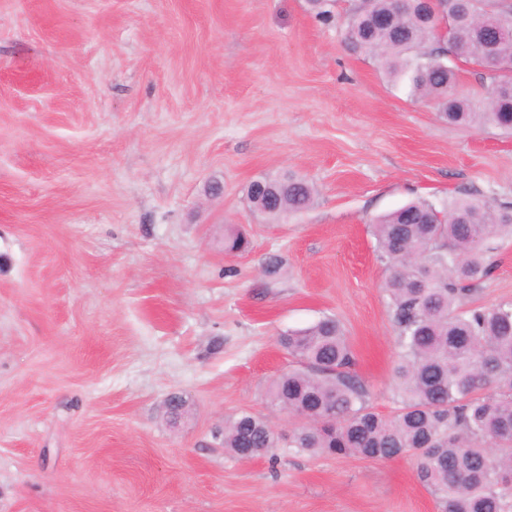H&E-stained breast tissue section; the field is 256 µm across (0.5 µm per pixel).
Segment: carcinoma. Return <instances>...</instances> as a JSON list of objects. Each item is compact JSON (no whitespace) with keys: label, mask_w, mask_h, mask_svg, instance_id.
<instances>
[{"label":"carcinoma","mask_w":512,"mask_h":512,"mask_svg":"<svg viewBox=\"0 0 512 512\" xmlns=\"http://www.w3.org/2000/svg\"><path fill=\"white\" fill-rule=\"evenodd\" d=\"M316 17L335 18L336 0H308ZM436 21L398 0H352L343 24L350 46L382 59L388 74L409 77L415 96L436 103L451 124L490 123L512 131V0H438ZM460 60L479 71L482 111L453 94ZM504 93L494 94L495 88ZM266 192L247 189L253 208L277 223L312 203L308 182L264 176ZM397 334L392 370L397 408L369 403L341 322L324 317L281 336L299 367L273 378L270 406L301 420L288 433L297 453L388 461L410 455L417 480L440 512H512V302L470 307L468 297L494 268L483 243L512 236V205L454 199L438 208L413 201L372 225ZM245 233L224 231V251L246 248ZM282 435L259 415L224 424V448L240 459L281 447Z\"/></svg>","instance_id":"1"}]
</instances>
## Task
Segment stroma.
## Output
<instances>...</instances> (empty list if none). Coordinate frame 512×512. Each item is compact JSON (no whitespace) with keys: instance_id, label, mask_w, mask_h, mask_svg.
<instances>
[{"instance_id":"35a3bbf8","label":"stroma","mask_w":512,"mask_h":512,"mask_svg":"<svg viewBox=\"0 0 512 512\" xmlns=\"http://www.w3.org/2000/svg\"><path fill=\"white\" fill-rule=\"evenodd\" d=\"M273 173L314 187L278 224L246 199ZM453 196L512 202V135L440 120L306 0H0V512H439L410 457L242 461L219 433L295 427L278 339L326 316L394 412L371 223ZM485 248L471 303L512 301V239Z\"/></svg>"}]
</instances>
